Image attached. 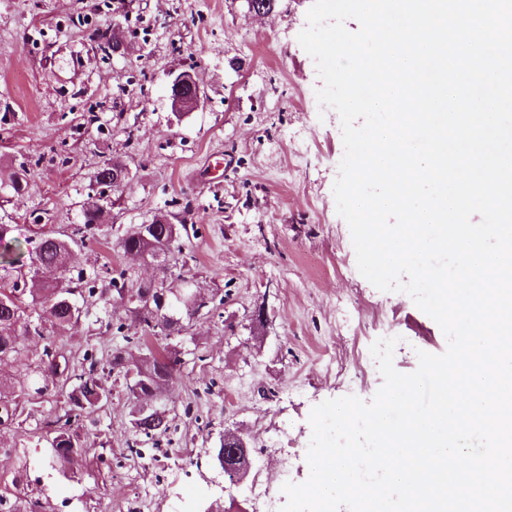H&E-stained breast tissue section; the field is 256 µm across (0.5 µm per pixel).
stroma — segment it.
I'll return each instance as SVG.
<instances>
[{
	"label": "stroma",
	"instance_id": "obj_1",
	"mask_svg": "<svg viewBox=\"0 0 512 512\" xmlns=\"http://www.w3.org/2000/svg\"><path fill=\"white\" fill-rule=\"evenodd\" d=\"M311 4L276 0L257 15L245 0H0V224L14 225L21 247L0 286L29 275L43 234L82 222L103 161L130 173L66 268L67 279L95 287L77 300L79 323L61 331L39 311L70 374L94 357L110 393L79 428L75 480L59 476L38 439L43 419L69 408L72 384L0 429V474L12 477L25 456L24 480L48 488L53 512H251L248 492L224 485L211 462L224 431L248 436L249 481L281 489L288 454L293 482H304L312 408L351 394L371 401L382 384L377 372L344 383L355 342L391 328L404 374L418 351L446 350L410 296L379 291L357 270L333 194L340 118L321 109L315 62L297 39ZM97 29L121 51H101L89 38ZM182 71L203 99L177 113L168 82ZM160 215L180 227L174 249L151 263L127 258L120 238ZM117 278L208 301L158 341L183 363L163 396L168 438L139 458L128 452L139 401L110 360L119 349L132 363L149 352L128 340L137 317L114 291Z\"/></svg>",
	"mask_w": 512,
	"mask_h": 512
}]
</instances>
